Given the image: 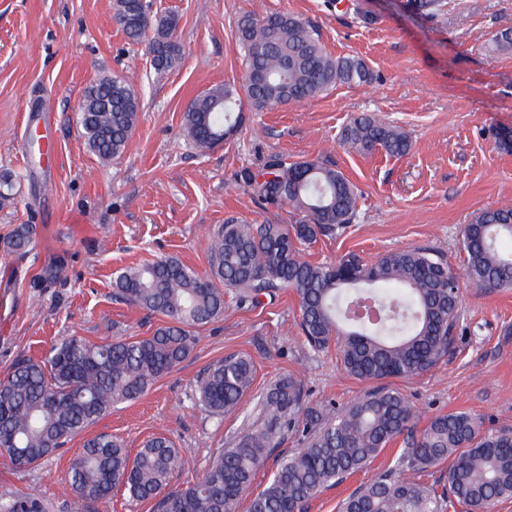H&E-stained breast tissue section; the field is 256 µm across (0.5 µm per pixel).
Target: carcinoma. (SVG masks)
Masks as SVG:
<instances>
[{
  "mask_svg": "<svg viewBox=\"0 0 512 512\" xmlns=\"http://www.w3.org/2000/svg\"><path fill=\"white\" fill-rule=\"evenodd\" d=\"M432 17L441 0H409ZM115 25L131 41L153 32L152 66L165 72L180 60L179 19L150 17L142 0H116ZM244 53V84L226 83L194 98L184 113V136L209 150L227 140L256 111L315 99L335 85H367L374 76L363 59L333 57L319 30L290 13L250 15L237 22ZM80 125L92 154L108 163L120 157L134 131L140 98L117 76L93 81L83 96ZM343 142L360 153L382 149L402 156L410 139L402 128L374 113L354 117ZM240 181L266 205L302 213L296 224H245L235 218L209 238L208 271L199 274L174 258L121 269L112 295L164 317L152 335L91 343L79 336L51 347L41 359L20 358L0 376V458L13 466L36 464L82 434L121 404L141 397L192 353L194 328L224 314L225 292L236 303L258 307L291 291L299 300L300 331L315 354H334L360 381L407 378L433 368L448 355L462 317L459 278L488 293L512 288V206L478 212L463 229L465 264L458 276L438 249L420 246L387 252L374 261L351 254L336 264L301 257V246L334 238L357 216L355 184L330 160L270 158ZM37 228L19 224L6 247L25 253ZM254 366L245 355L226 356L195 382L200 405L221 416L250 391ZM301 382L283 377L263 393L260 422L217 454L197 481L169 487L177 468L193 459L163 434L150 437L135 455L112 435L87 439L64 478L84 512L121 486L132 501L151 502L152 512H238L256 471L290 437L300 447L284 455L272 478L252 496L248 512H303L323 488L367 473L386 448L401 444L392 468L374 473L339 502L338 512H490L512 498V429H484L480 417L448 412L418 427L419 417L398 390L379 387L349 402L312 404ZM452 461L445 483L419 474ZM8 512H43L39 499L18 497Z\"/></svg>",
  "mask_w": 512,
  "mask_h": 512,
  "instance_id": "1",
  "label": "carcinoma"
}]
</instances>
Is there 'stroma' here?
<instances>
[{
    "instance_id": "1",
    "label": "stroma",
    "mask_w": 512,
    "mask_h": 512,
    "mask_svg": "<svg viewBox=\"0 0 512 512\" xmlns=\"http://www.w3.org/2000/svg\"><path fill=\"white\" fill-rule=\"evenodd\" d=\"M152 17L179 18L181 58L164 73L147 41H130L112 22L114 0H0V173L15 188L0 199V242L20 224L39 230L36 246L17 255L0 249V374L16 359L42 357L52 343L77 335L112 342L149 335L162 317L117 302V270L172 257L196 272L208 268L205 245L225 219L292 224L291 207L253 198L238 181L245 167L270 155L326 158L360 190L358 217L339 238L318 241L306 259L333 263L355 253L371 260L397 249L435 247L460 268L462 230L481 210L512 204V52L492 36L512 28V0H447L433 19L407 0H359L360 12L334 0H146ZM288 12L317 25L332 56H357L375 79L340 85L316 99L254 111L221 146L187 144L190 101L245 76L237 19ZM108 75L125 78L140 97L138 123L120 158L104 163L81 135L85 88ZM377 113L411 140L401 157L347 148L341 132L361 113ZM44 154L30 151L31 132ZM62 265L53 278L49 269ZM463 319L448 355L407 379L387 380L430 418L471 412L484 427L512 428V290L463 287ZM296 297L257 308L228 302L224 314L197 329L192 354L138 400L114 407L92 433L118 437L137 452L165 434L196 466L175 471L181 487L203 474L212 456L258 422L259 395L293 375L314 403H344L373 385L353 379L334 359L315 357L299 333ZM252 358L251 390L231 412L212 416L196 404L193 385L212 362ZM75 437L38 464L0 461V504L32 494L44 512H81L62 480L82 448Z\"/></svg>"
}]
</instances>
